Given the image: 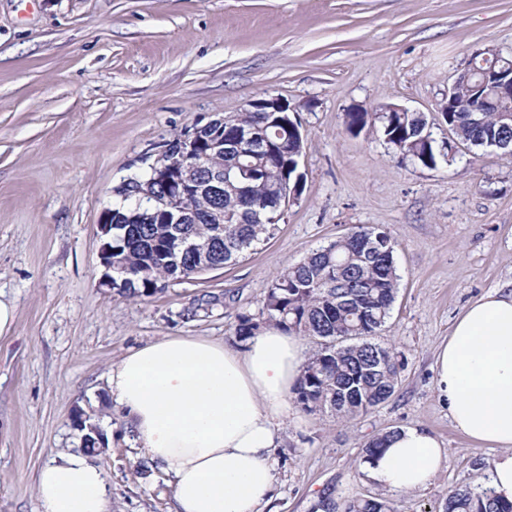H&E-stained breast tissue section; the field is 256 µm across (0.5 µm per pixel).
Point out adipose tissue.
I'll return each mask as SVG.
<instances>
[{"mask_svg": "<svg viewBox=\"0 0 512 512\" xmlns=\"http://www.w3.org/2000/svg\"><path fill=\"white\" fill-rule=\"evenodd\" d=\"M305 362L294 336L268 329L242 348L169 337L130 349L112 367L109 393L129 435L175 486L170 512H261L277 481V423ZM434 372L455 427L498 449L489 485L512 502V289L465 307ZM443 459L435 436L405 427L366 472L383 489L407 493L426 486ZM37 499L39 512H111L107 479L81 452L44 465Z\"/></svg>", "mask_w": 512, "mask_h": 512, "instance_id": "adipose-tissue-1", "label": "adipose tissue"}]
</instances>
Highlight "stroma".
I'll use <instances>...</instances> for the list:
<instances>
[{
    "label": "stroma",
    "instance_id": "obj_1",
    "mask_svg": "<svg viewBox=\"0 0 512 512\" xmlns=\"http://www.w3.org/2000/svg\"><path fill=\"white\" fill-rule=\"evenodd\" d=\"M485 48L512 59V0H0V298L15 306L0 338V512H38L37 473L80 450L79 416L107 438L94 461L112 512H170L174 485L110 398L113 365L170 336L236 345L238 315L262 321L269 285L358 225L395 244L398 289L378 340L398 353L401 383L349 421L291 406L264 512L378 493L362 448L408 426L447 455L425 488L392 494L397 512H442L455 487L486 483L499 451L455 428L433 364L462 310L512 285V157L460 143L429 170L379 127L344 128L350 108L399 104L446 141L437 109ZM268 96L294 108L304 137L303 190L272 236L150 297L104 286L97 224L119 185L193 125Z\"/></svg>",
    "mask_w": 512,
    "mask_h": 512
}]
</instances>
